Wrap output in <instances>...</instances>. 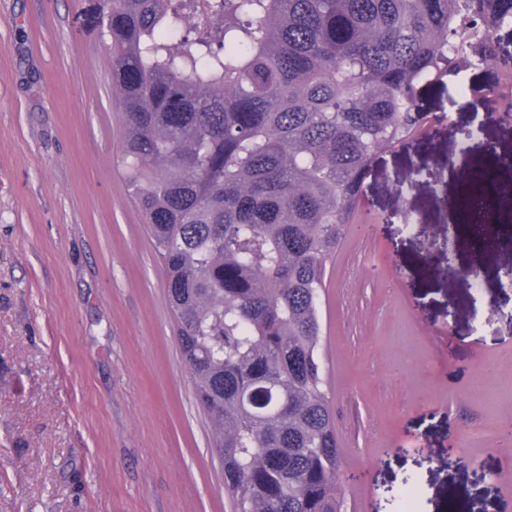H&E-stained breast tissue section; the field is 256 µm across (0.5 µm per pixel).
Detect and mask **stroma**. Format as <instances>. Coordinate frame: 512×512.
I'll use <instances>...</instances> for the list:
<instances>
[{
	"label": "stroma",
	"mask_w": 512,
	"mask_h": 512,
	"mask_svg": "<svg viewBox=\"0 0 512 512\" xmlns=\"http://www.w3.org/2000/svg\"><path fill=\"white\" fill-rule=\"evenodd\" d=\"M103 0H0V512H233L182 361L150 235L116 162L123 129ZM426 108L441 136L380 152L377 211L327 269L323 361L352 512H512V460L476 428L512 418V201L496 246L444 242L475 170L512 154V125ZM479 273L449 278L448 261ZM458 444L449 453V441ZM499 479L481 477L480 463ZM408 215L400 212L378 213L370 217L364 224H358V230L368 237H377L383 230L394 224H407Z\"/></svg>",
	"instance_id": "obj_1"
}]
</instances>
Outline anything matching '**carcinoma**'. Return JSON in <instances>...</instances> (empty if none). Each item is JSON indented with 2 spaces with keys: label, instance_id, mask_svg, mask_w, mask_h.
Returning <instances> with one entry per match:
<instances>
[{
  "label": "carcinoma",
  "instance_id": "cac0c4a2",
  "mask_svg": "<svg viewBox=\"0 0 512 512\" xmlns=\"http://www.w3.org/2000/svg\"><path fill=\"white\" fill-rule=\"evenodd\" d=\"M119 159L235 512H347L320 298L373 158L512 0H107Z\"/></svg>",
  "mask_w": 512,
  "mask_h": 512
}]
</instances>
